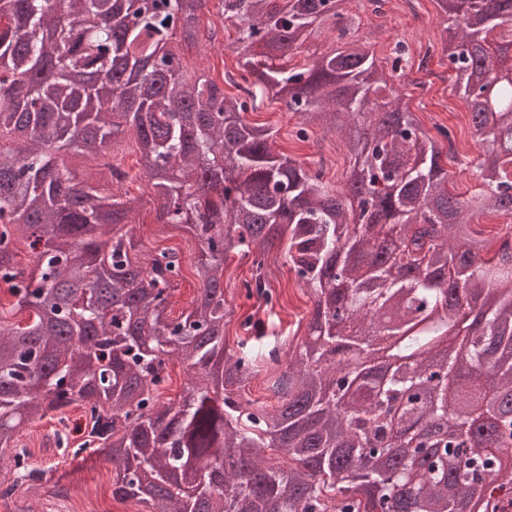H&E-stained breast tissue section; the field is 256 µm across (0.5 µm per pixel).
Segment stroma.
Masks as SVG:
<instances>
[{"label":"stroma","mask_w":512,"mask_h":512,"mask_svg":"<svg viewBox=\"0 0 512 512\" xmlns=\"http://www.w3.org/2000/svg\"><path fill=\"white\" fill-rule=\"evenodd\" d=\"M338 11L336 21L312 32L297 52L296 62L307 64L345 43L361 41L377 64L394 70L397 94L428 135H435L440 126L454 131L458 154L448 164L449 179L458 192L469 197L477 195L482 188L478 137L455 110L461 98L446 51L448 16L438 0H416L415 13L410 17L404 16L400 0H387L379 14L373 12L367 0H340ZM202 21L205 26L223 28L224 42L213 45L203 41L193 46L185 55L186 70L203 71L223 79L226 95L242 96V59L229 47L236 31L223 26L217 0H208ZM246 118L269 129L276 151L321 173L329 187L341 188L352 161L337 136L317 130L310 133L307 141H299L298 118L288 112L284 103L268 96L251 101ZM112 158L129 174L123 191L139 200L138 216L127 230L144 250L157 253L172 249L180 254L181 275L171 294L169 309L175 317L189 312L198 294L194 274L197 245L187 229L159 221L153 199L135 165L132 140L122 137L114 141ZM266 270L277 292V303L273 317L257 329L259 338L254 346L259 351L265 350L277 336L303 337L301 324L308 321L313 305L309 296L296 286L283 250L269 254ZM252 273L251 257L239 250L232 252L224 270L225 297L233 310L229 336L239 334V325L245 318L257 315V302L246 299L242 288L243 281L250 279ZM85 423L83 409L73 406L64 415L37 417L21 428L18 445L27 449L30 465L42 471L43 480L35 489L14 486L12 496L0 500V512H136L137 502L113 498L112 464L105 456L74 457ZM57 482L68 487V494H55L53 485Z\"/></svg>","instance_id":"35a3bbf8"}]
</instances>
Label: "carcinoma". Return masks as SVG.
Masks as SVG:
<instances>
[{
	"label": "carcinoma",
	"mask_w": 512,
	"mask_h": 512,
	"mask_svg": "<svg viewBox=\"0 0 512 512\" xmlns=\"http://www.w3.org/2000/svg\"><path fill=\"white\" fill-rule=\"evenodd\" d=\"M206 0H0V285L25 324L0 316V459L18 484L40 475L17 450L36 415L81 405L88 422L74 451L112 461V496L159 502L149 512H463L487 483L512 486V224L486 250L477 214L512 217V109L481 107L512 70L485 50L512 45V0H440L455 13L448 61L480 138L483 190L448 191V128L426 134L393 76L352 43L304 67L282 61L338 0H219L237 30L246 94L285 101L297 137L331 129L354 158L345 189L276 152L247 122L248 102L207 73L186 74L185 46L201 35ZM207 41L213 29L202 34ZM129 134L165 224L200 245L201 294L177 318L168 298L180 276L172 250L132 258L118 226L135 206L106 162L79 181L63 154L111 153ZM483 247L460 252L455 228ZM286 243L288 263L314 298L301 342L271 378L276 403L243 399L259 356L229 341L224 262L253 256L249 290L271 287L265 257ZM29 247L33 267L13 262ZM486 288L477 332L450 352L452 304ZM382 351L384 385L336 388L346 357ZM95 362L69 375L60 363ZM188 368L180 400L157 391L167 361ZM441 357L453 393H420ZM270 449L279 464L263 457Z\"/></svg>",
	"instance_id": "carcinoma-1"
}]
</instances>
